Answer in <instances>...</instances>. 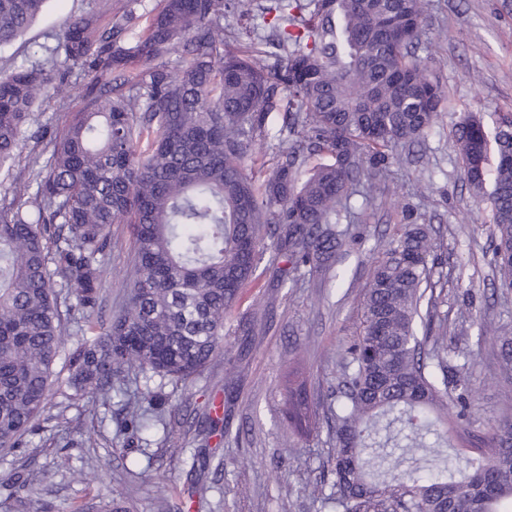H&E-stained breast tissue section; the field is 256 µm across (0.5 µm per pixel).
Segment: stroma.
Returning a JSON list of instances; mask_svg holds the SVG:
<instances>
[{"label": "stroma", "mask_w": 512, "mask_h": 512, "mask_svg": "<svg viewBox=\"0 0 512 512\" xmlns=\"http://www.w3.org/2000/svg\"><path fill=\"white\" fill-rule=\"evenodd\" d=\"M89 2L47 0L32 26L0 49V73L25 62L39 46L54 47L66 21ZM415 53L447 101L420 144L403 150L375 199L359 192L350 196L338 219L350 241L330 276L304 273L296 286L280 283L277 271L287 262L273 259L269 242H262L255 274L224 320L227 355L189 382L140 373L127 395L105 406L89 396L67 400V371L59 369L49 407L51 415L67 418L68 427L42 424L24 447L0 453V479L32 482L28 512H89L108 498L128 512H178L187 497L191 457L202 447L212 458L200 479L199 512H324L310 490L335 444L325 414L360 322L372 262L404 224L431 225L440 245L439 312L448 318L449 349L473 354L464 376L474 427L486 433L512 421V380L501 372L492 338L480 333L487 323L512 333V290L494 278L491 207L463 180L454 144L464 113H481L491 136L502 115L512 113V0H430ZM88 82L77 67L53 78L40 107L41 123L61 129L68 113L80 107ZM128 260L125 250L107 254L94 324L107 323L122 304ZM242 321L250 323L251 335H238ZM292 370L306 379L321 416L317 433L306 440L293 434L285 412L282 388ZM221 385L228 435L223 442H207L199 431L202 406ZM150 392L166 400L162 421L145 432L126 427L127 399ZM62 452L74 467L96 472V480L80 484L55 471Z\"/></svg>", "instance_id": "35a3bbf8"}]
</instances>
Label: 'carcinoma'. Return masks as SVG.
I'll return each mask as SVG.
<instances>
[{"label": "carcinoma", "instance_id": "cac0c4a2", "mask_svg": "<svg viewBox=\"0 0 512 512\" xmlns=\"http://www.w3.org/2000/svg\"><path fill=\"white\" fill-rule=\"evenodd\" d=\"M47 0H0V47L12 43ZM270 26L280 54L258 44L224 48V9L232 4ZM429 0H163L137 39L126 38L130 0L94 3L68 21L50 51L52 66L81 65L92 91L60 133L36 106L52 73L21 64L0 75V450L23 444L45 415L53 366L68 351L69 398L102 404L127 394L131 370L174 381L200 374L224 354V316L259 259L261 233L274 227L291 270L323 274L346 242L336 216L353 189L374 197L397 148L437 121L446 95L414 47ZM282 110L289 146L267 179L243 163ZM147 140L150 149L137 147ZM33 144L27 178L13 176L17 154ZM455 143L462 176L477 194L491 184L493 272L512 288V116L502 119L498 163L487 169L482 116L467 112ZM313 153L328 164L301 179ZM128 227L133 255L126 299L109 325L73 324L101 304L104 258ZM437 243L421 224L405 225L373 262L357 339L348 350L336 406L335 448L312 496L335 512H512V427L487 438L465 419L471 352L430 336L438 317L430 257ZM427 335L415 334V321ZM497 337L501 369L512 375V336ZM288 422L316 429V406L295 374L284 384ZM151 417L127 403L138 431ZM215 403L203 434L224 431ZM434 448L429 468L404 467L390 443ZM210 466L191 458V484ZM56 470L77 482L95 473L60 455Z\"/></svg>", "mask_w": 512, "mask_h": 512}]
</instances>
